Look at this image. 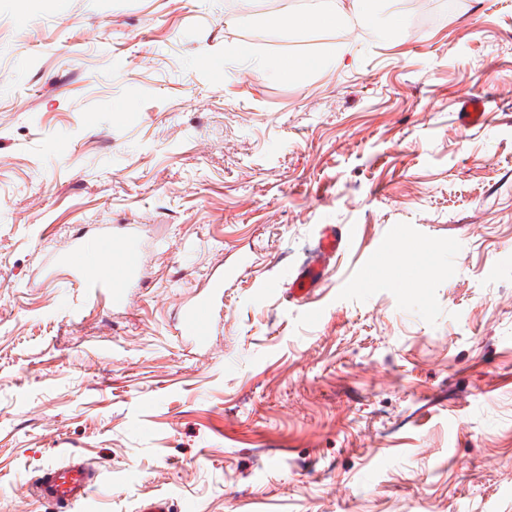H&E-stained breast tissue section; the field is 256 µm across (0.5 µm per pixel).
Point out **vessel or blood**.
<instances>
[{"label": "vessel or blood", "mask_w": 512, "mask_h": 512, "mask_svg": "<svg viewBox=\"0 0 512 512\" xmlns=\"http://www.w3.org/2000/svg\"><path fill=\"white\" fill-rule=\"evenodd\" d=\"M487 118L484 97L473 95L462 106L461 119L477 124ZM94 248L75 241L63 263L68 279L81 288L83 309H96L103 301L113 307L125 304L130 288L142 278V250L131 226L113 230L111 225L97 227ZM345 243L342 228L325 225L309 258L291 276L288 298L299 305L307 304L316 288L325 280ZM224 305V277H209L201 289L186 301L181 310L178 334L191 344L199 356L212 354L217 343ZM100 480V469L94 459L73 450L64 458L50 460L39 470L30 489L40 501L50 504L55 512H74Z\"/></svg>", "instance_id": "obj_1"}]
</instances>
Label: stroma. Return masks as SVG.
<instances>
[{"label": "stroma", "instance_id": "1", "mask_svg": "<svg viewBox=\"0 0 512 512\" xmlns=\"http://www.w3.org/2000/svg\"><path fill=\"white\" fill-rule=\"evenodd\" d=\"M407 2L350 35L278 28L305 0H0V512H49L73 449L77 512H512V0ZM90 224L141 225L147 273L76 317L55 253ZM219 270L200 358L178 310ZM328 63L330 60L321 56L285 57L273 62L259 60L256 62L254 70L262 75L268 70H272L282 78L291 79L301 71L315 69ZM461 120L465 124H477L487 119V102L481 95H472L467 98L461 108ZM344 243L345 234L342 228L326 224L309 258L289 278V301L299 305L309 302L316 288L331 271L333 261L343 249ZM100 480L93 458L72 450L62 459L49 460L30 485L34 496L60 512L73 511Z\"/></svg>", "mask_w": 512, "mask_h": 512}]
</instances>
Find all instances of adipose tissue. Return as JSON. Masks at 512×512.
I'll list each match as a JSON object with an SVG mask.
<instances>
[{"label": "adipose tissue", "instance_id": "ef3b65f1", "mask_svg": "<svg viewBox=\"0 0 512 512\" xmlns=\"http://www.w3.org/2000/svg\"><path fill=\"white\" fill-rule=\"evenodd\" d=\"M371 2L372 0H353V9L348 12L335 5H324L323 0H318L316 5L310 6L301 15L292 18L281 17L278 25L284 30L296 32L320 28L347 29L355 21L387 30L397 28V18L374 12Z\"/></svg>", "mask_w": 512, "mask_h": 512}]
</instances>
